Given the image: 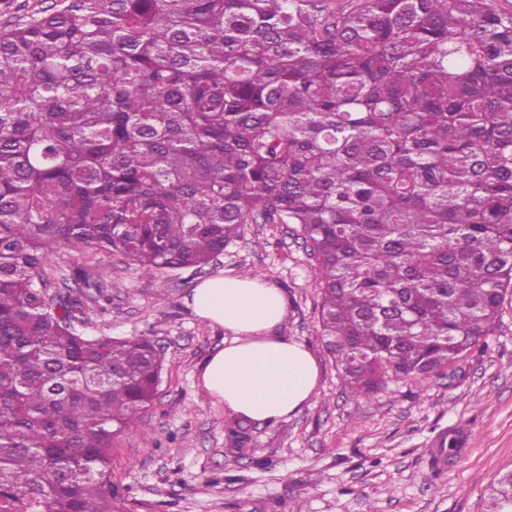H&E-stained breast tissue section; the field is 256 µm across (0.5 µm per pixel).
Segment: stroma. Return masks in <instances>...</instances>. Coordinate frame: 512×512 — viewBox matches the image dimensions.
I'll use <instances>...</instances> for the list:
<instances>
[{
  "instance_id": "obj_1",
  "label": "stroma",
  "mask_w": 512,
  "mask_h": 512,
  "mask_svg": "<svg viewBox=\"0 0 512 512\" xmlns=\"http://www.w3.org/2000/svg\"><path fill=\"white\" fill-rule=\"evenodd\" d=\"M92 266L108 287L106 310L90 308L87 334L145 336L164 352L154 404L112 449L123 512H485L487 489L512 469V292L495 333L435 376L349 397L318 336L316 261L293 224H248L202 273L149 275L108 254L52 258L53 278ZM248 274L288 299L282 335L318 362L316 394L297 414L251 426L252 452L229 450L231 416L198 384L223 329L190 307L204 278ZM451 433L456 456L441 449ZM153 447H146L145 437Z\"/></svg>"
}]
</instances>
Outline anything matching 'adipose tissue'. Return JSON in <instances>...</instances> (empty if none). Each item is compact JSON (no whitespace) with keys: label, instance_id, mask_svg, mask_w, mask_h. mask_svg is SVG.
<instances>
[{"label":"adipose tissue","instance_id":"ef3b65f1","mask_svg":"<svg viewBox=\"0 0 512 512\" xmlns=\"http://www.w3.org/2000/svg\"><path fill=\"white\" fill-rule=\"evenodd\" d=\"M192 307L202 321L226 332L223 349L198 370L200 386L216 405L233 416L268 423L297 413L315 395V357L280 333L288 315L280 288L217 274L195 288Z\"/></svg>","mask_w":512,"mask_h":512}]
</instances>
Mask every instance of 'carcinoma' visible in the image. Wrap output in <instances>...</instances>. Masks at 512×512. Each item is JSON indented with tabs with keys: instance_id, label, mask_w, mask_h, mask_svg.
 <instances>
[{
	"instance_id": "obj_1",
	"label": "carcinoma",
	"mask_w": 512,
	"mask_h": 512,
	"mask_svg": "<svg viewBox=\"0 0 512 512\" xmlns=\"http://www.w3.org/2000/svg\"><path fill=\"white\" fill-rule=\"evenodd\" d=\"M296 224L349 395L493 335L512 288V11L493 0H62L0 31V512H120L147 337L58 253L202 270ZM250 422L228 436L249 453ZM486 512H512V471Z\"/></svg>"
}]
</instances>
